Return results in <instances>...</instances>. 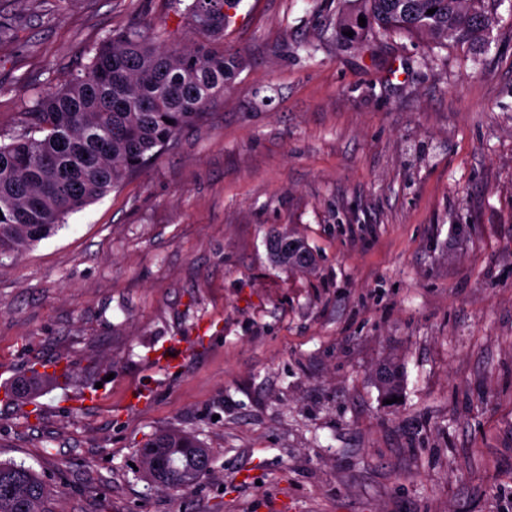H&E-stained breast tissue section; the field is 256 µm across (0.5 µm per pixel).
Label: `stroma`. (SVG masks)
I'll use <instances>...</instances> for the list:
<instances>
[{
  "mask_svg": "<svg viewBox=\"0 0 512 512\" xmlns=\"http://www.w3.org/2000/svg\"><path fill=\"white\" fill-rule=\"evenodd\" d=\"M343 5L241 0L206 120L0 263V461L51 512H512V0L481 49L353 45ZM9 8L0 131L109 33L192 41L175 0ZM274 227L312 272L274 263ZM173 429L212 458L183 493L133 468Z\"/></svg>",
  "mask_w": 512,
  "mask_h": 512,
  "instance_id": "35a3bbf8",
  "label": "stroma"
}]
</instances>
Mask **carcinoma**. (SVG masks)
Here are the masks:
<instances>
[{"instance_id":"obj_1","label":"carcinoma","mask_w":512,"mask_h":512,"mask_svg":"<svg viewBox=\"0 0 512 512\" xmlns=\"http://www.w3.org/2000/svg\"><path fill=\"white\" fill-rule=\"evenodd\" d=\"M224 2L188 0L183 18L199 40L187 46H158L138 27L105 37L69 82L38 95L20 128L0 133V261L21 256L68 216L116 189L224 95L240 66L224 51ZM351 2L338 17V30L353 32L351 43L374 33L471 47L484 43L496 22L486 0ZM270 251L286 268L304 271L314 264L305 242L284 233L271 237ZM383 369L389 374L385 398L400 396V365ZM155 459L168 469L156 482L174 490L190 488L211 464L194 436L173 431L140 449L142 463ZM47 497V485L33 470L0 461V512H47Z\"/></svg>"}]
</instances>
